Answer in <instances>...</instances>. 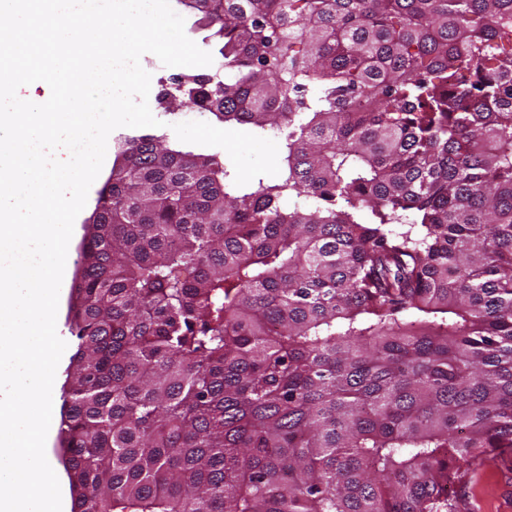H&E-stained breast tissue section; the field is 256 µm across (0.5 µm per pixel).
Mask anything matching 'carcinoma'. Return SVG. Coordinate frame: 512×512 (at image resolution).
<instances>
[{"label":"carcinoma","instance_id":"carcinoma-1","mask_svg":"<svg viewBox=\"0 0 512 512\" xmlns=\"http://www.w3.org/2000/svg\"><path fill=\"white\" fill-rule=\"evenodd\" d=\"M185 5L224 79L184 93L283 163L122 142L70 305L75 512H464L459 462L512 448V0Z\"/></svg>","mask_w":512,"mask_h":512}]
</instances>
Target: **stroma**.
Here are the masks:
<instances>
[{
    "instance_id": "obj_1",
    "label": "stroma",
    "mask_w": 512,
    "mask_h": 512,
    "mask_svg": "<svg viewBox=\"0 0 512 512\" xmlns=\"http://www.w3.org/2000/svg\"><path fill=\"white\" fill-rule=\"evenodd\" d=\"M141 65L151 75L149 106L160 122L154 135L216 155L242 180L278 174L281 151L275 136L255 138L245 126L219 121L187 104L185 97L176 93L187 68L163 66L150 53L142 56ZM466 490L479 512H512V448L497 452L492 461L469 472Z\"/></svg>"
}]
</instances>
